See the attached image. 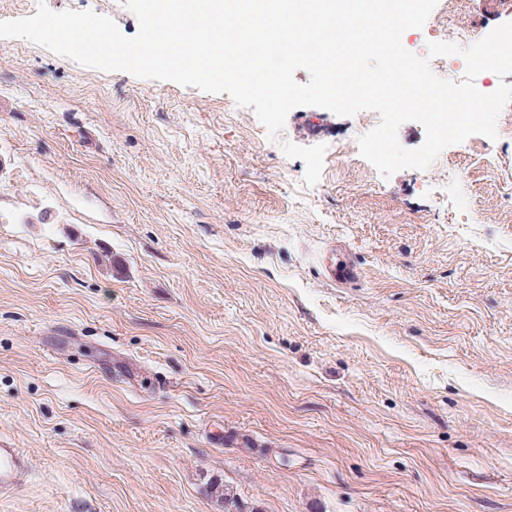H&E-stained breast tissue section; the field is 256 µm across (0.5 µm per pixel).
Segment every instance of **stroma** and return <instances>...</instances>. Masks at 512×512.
Returning a JSON list of instances; mask_svg holds the SVG:
<instances>
[{
    "instance_id": "obj_1",
    "label": "stroma",
    "mask_w": 512,
    "mask_h": 512,
    "mask_svg": "<svg viewBox=\"0 0 512 512\" xmlns=\"http://www.w3.org/2000/svg\"><path fill=\"white\" fill-rule=\"evenodd\" d=\"M121 0H0V20ZM488 33L512 0H472ZM381 117L0 38V512H512V133L383 177ZM326 147L317 184L281 142ZM356 285L328 281L329 247ZM31 463L19 448H0V498L14 492L17 476L29 470Z\"/></svg>"
}]
</instances>
